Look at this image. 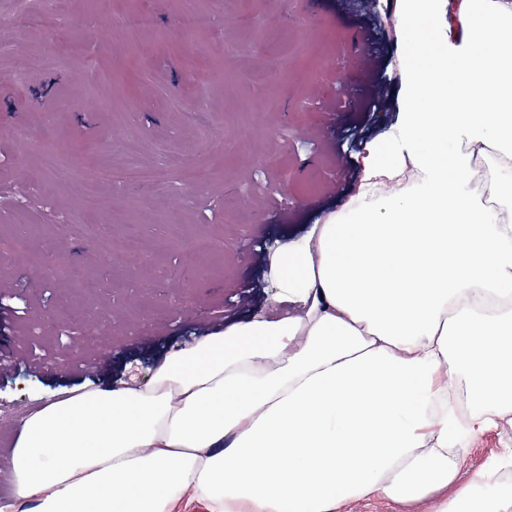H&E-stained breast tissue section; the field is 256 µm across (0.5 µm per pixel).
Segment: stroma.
Returning <instances> with one entry per match:
<instances>
[{"label":"stroma","mask_w":512,"mask_h":512,"mask_svg":"<svg viewBox=\"0 0 512 512\" xmlns=\"http://www.w3.org/2000/svg\"><path fill=\"white\" fill-rule=\"evenodd\" d=\"M63 26L33 31L15 21L16 0H0V274L7 328L0 354L12 368L0 377V413L35 410L83 386L145 385L161 356L223 331L229 316L260 313L277 320L295 306L270 271L268 255L342 211L355 186L324 199V185L343 181L322 143L334 132L355 172L367 148L387 143L408 102L398 63L415 49L400 27L384 46L388 105L327 111L356 90H372L350 57L365 20L383 18L372 0H64ZM147 10L151 27L113 25L117 13ZM217 19L184 31L187 11ZM205 104L211 125L197 129ZM152 181L118 188L99 184L95 210L82 212L88 180L128 157ZM288 195L297 209L283 218L271 203ZM113 235L138 225L143 260L105 253L94 229ZM224 253L194 266L196 238L223 234ZM67 264L69 274L53 268ZM48 310L58 327L23 333L11 309ZM107 366L82 376L34 370L19 342L54 358L83 357L91 332ZM512 446L500 425L471 441L460 471L469 480Z\"/></svg>","instance_id":"stroma-1"}]
</instances>
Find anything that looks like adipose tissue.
<instances>
[{
    "label": "adipose tissue",
    "instance_id": "1",
    "mask_svg": "<svg viewBox=\"0 0 512 512\" xmlns=\"http://www.w3.org/2000/svg\"><path fill=\"white\" fill-rule=\"evenodd\" d=\"M440 3L403 0L391 150L270 261L298 312L29 413L0 512H172L188 491L209 512H512V448L458 481L469 442L512 419V0H461L464 38L436 47ZM426 502L400 504L390 501H357L348 506L347 512H427Z\"/></svg>",
    "mask_w": 512,
    "mask_h": 512
}]
</instances>
